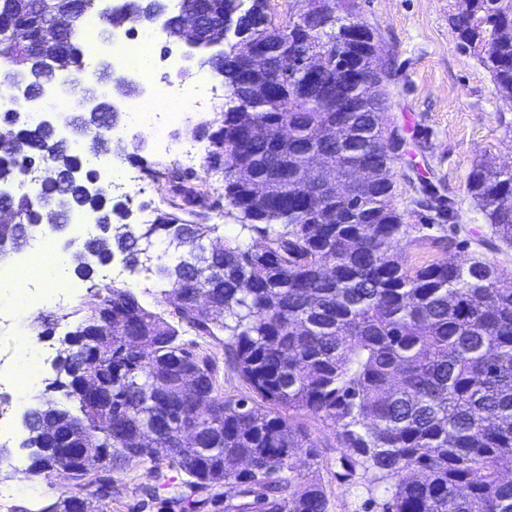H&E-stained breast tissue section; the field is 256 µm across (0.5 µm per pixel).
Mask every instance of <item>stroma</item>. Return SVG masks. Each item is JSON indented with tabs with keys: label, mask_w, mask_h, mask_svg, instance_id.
I'll use <instances>...</instances> for the list:
<instances>
[{
	"label": "stroma",
	"mask_w": 512,
	"mask_h": 512,
	"mask_svg": "<svg viewBox=\"0 0 512 512\" xmlns=\"http://www.w3.org/2000/svg\"><path fill=\"white\" fill-rule=\"evenodd\" d=\"M458 0H355L354 17L371 28L380 39L378 65L390 72L386 84V116L388 125L398 128L407 140L408 153L395 161V205L406 213V223L417 225L422 218L408 213L407 207L421 182L441 185L444 194L459 204L461 222L478 233L489 230L488 220L467 193V178L476 163L495 169L512 168V104L501 99L491 73L472 54L462 52L448 24L455 13ZM207 80L222 84L223 79L210 67H198L196 61L186 63L181 77L185 95L182 105L191 116L192 124L212 118L221 111L224 100L216 98L208 110L193 107L195 87ZM124 142V153H138L142 161L136 169L145 186L160 185L171 202L179 197L168 178H152L151 169H182L179 156L154 151L150 142L135 143L126 128L113 133ZM189 186L200 191L207 203L205 213L215 232L210 244L223 243L225 237L236 235L233 218L224 214V181L221 174L208 170L206 163L189 169ZM440 234L438 227L425 230L423 244L401 239L398 249L409 266H420L436 259L458 263L469 262L472 249L454 248L442 251L434 244ZM114 265L120 276L115 286L133 291L140 302L153 311L171 316L172 305L165 299L161 285L145 280L131 267L122 253H115ZM187 346H200L219 360L220 392L227 397L249 395L248 386L240 376L224 364V342L185 330L181 336ZM0 356L13 364H21L23 357L40 360V390L38 400H61V393H50L49 385L57 378L55 359H43L36 346L18 342L14 328L0 330ZM9 420L17 430L16 436L1 446L7 450L13 473L8 480L14 499L0 508V512H52L55 503L65 495L76 493L74 481L52 472L49 476L28 479L25 470L31 463V451L24 448L28 432L22 415L14 409L10 399L0 400ZM303 421L311 436L321 445L318 460L297 454L292 460L294 481L320 480L327 498V512H382L383 505L393 492L392 480L375 470L356 467L347 473L342 452L336 446L333 430L321 419L307 415ZM109 494L111 512H184L174 498L181 490L185 476L175 466L132 462L126 470L111 475ZM152 488L156 497L144 501L142 491Z\"/></svg>",
	"instance_id": "1"
}]
</instances>
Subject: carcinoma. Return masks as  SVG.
Wrapping results in <instances>:
<instances>
[{"label": "carcinoma", "mask_w": 512, "mask_h": 512, "mask_svg": "<svg viewBox=\"0 0 512 512\" xmlns=\"http://www.w3.org/2000/svg\"><path fill=\"white\" fill-rule=\"evenodd\" d=\"M308 2L307 11L278 23L268 0H208L213 16L231 22L242 39L212 33L226 45L221 64L213 55L206 60L224 78V111L194 135L210 143L208 169L223 174L225 207L239 232L195 266L190 258L157 266L182 323L199 336L227 335V361L252 396H221L213 356L186 347L177 326L130 290L93 284L59 361L67 373L74 364L89 373L101 369L112 400L88 403L75 380L59 383L81 416L52 400L30 410L26 446L35 452L28 474L58 468L55 453L41 449L62 448L74 436L109 456L105 471H122L133 461L173 462L188 476L184 499L244 483L254 501L233 512H327L321 483L283 477L297 451L319 456L318 442L296 419L303 413L333 426L349 465L396 480L385 512H512V480L499 476L501 461L512 459V280L480 255L467 265L435 260L410 267L394 251L409 225L394 204L379 41L364 24L339 14L342 0ZM162 6L163 0H124L99 33L110 36L123 22L146 25ZM41 13L34 0H0V33ZM450 23L459 47L478 52L501 98L512 103V0H459ZM81 40L80 28L65 35L24 72L6 65L0 83L22 80L34 95L64 69L82 75L84 90H94L109 65L82 74ZM285 45L321 58V66L285 85L272 72L275 52ZM121 121L108 104L97 112L78 107L69 118L75 137L104 155ZM4 122L12 138L0 148V184L40 165L52 172L34 196L12 199L24 226L0 227L7 248L25 246L46 214L59 229L72 210L94 206L102 232L74 252L75 272L87 278L89 258L108 260L114 244L135 266L151 260L149 246L160 230L171 245H189L194 253L216 230L173 216L129 224L113 238V217L122 212L108 206L107 194L89 199L81 183L66 179L82 163L71 141L43 127L29 129L15 115ZM247 123L265 127L268 137L242 139ZM315 154L338 175L356 168L357 194H299L298 186L318 174L310 166ZM166 176L184 204L201 201L185 185L186 175L169 170ZM467 190L490 235L462 243L490 252L512 247V169L478 164ZM413 204L437 213L454 234L462 232L455 200L427 189ZM253 232L261 235L259 245L240 242ZM189 278L216 300L206 315L179 297ZM106 304L112 305L107 346L96 334ZM181 370L198 378L203 411L184 397ZM259 399L272 410L260 411Z\"/></svg>", "instance_id": "cac0c4a2"}]
</instances>
